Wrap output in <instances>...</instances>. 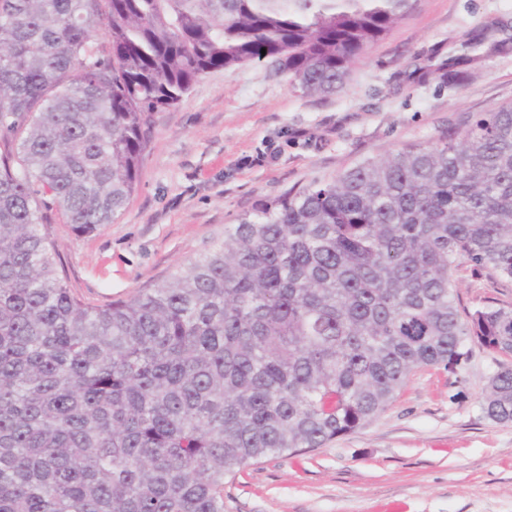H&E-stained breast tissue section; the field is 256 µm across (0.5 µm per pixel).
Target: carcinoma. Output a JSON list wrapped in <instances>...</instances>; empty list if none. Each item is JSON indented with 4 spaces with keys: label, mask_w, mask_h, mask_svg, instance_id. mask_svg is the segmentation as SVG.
<instances>
[{
    "label": "carcinoma",
    "mask_w": 512,
    "mask_h": 512,
    "mask_svg": "<svg viewBox=\"0 0 512 512\" xmlns=\"http://www.w3.org/2000/svg\"><path fill=\"white\" fill-rule=\"evenodd\" d=\"M416 2L0 0V512H224L226 477L356 430L417 369H456L469 342L512 355V304L463 318L453 279L512 282L511 103L259 202L105 307L67 288L43 222L112 223L151 114L208 72L266 61L340 94ZM482 409L512 423V366Z\"/></svg>",
    "instance_id": "carcinoma-1"
}]
</instances>
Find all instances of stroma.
Instances as JSON below:
<instances>
[{"mask_svg": "<svg viewBox=\"0 0 512 512\" xmlns=\"http://www.w3.org/2000/svg\"><path fill=\"white\" fill-rule=\"evenodd\" d=\"M483 45L469 42L471 35ZM493 41L506 51L488 52ZM476 69L442 84L451 56ZM512 103V0H418L353 65L345 91L306 97L265 62L200 78L152 113L136 189L121 214L78 235L45 214L72 293L106 306L207 253L259 200L334 178L412 145L435 147L477 113ZM460 311L512 303V282L463 265ZM512 357L471 345L456 370H416L380 416L321 448L272 455L224 480V512H512V423L481 397Z\"/></svg>", "mask_w": 512, "mask_h": 512, "instance_id": "35a3bbf8", "label": "stroma"}]
</instances>
